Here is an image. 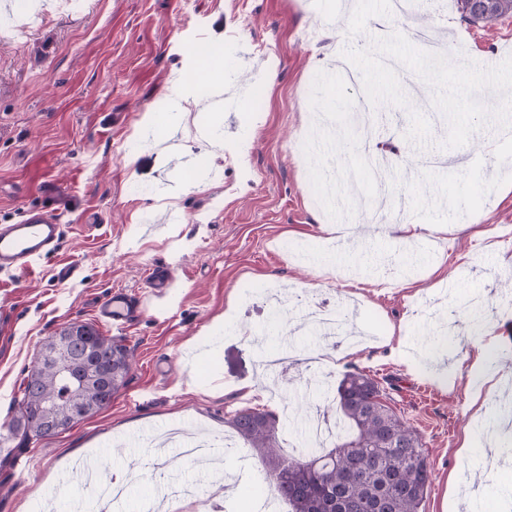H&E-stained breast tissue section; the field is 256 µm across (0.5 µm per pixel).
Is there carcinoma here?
Listing matches in <instances>:
<instances>
[{
  "label": "carcinoma",
  "mask_w": 512,
  "mask_h": 512,
  "mask_svg": "<svg viewBox=\"0 0 512 512\" xmlns=\"http://www.w3.org/2000/svg\"><path fill=\"white\" fill-rule=\"evenodd\" d=\"M463 20L489 26L512 14V8L491 10L476 18L466 0H456ZM98 369L112 378V393L127 383L133 356L121 338L94 330ZM60 352L57 337L41 349V361L25 377L18 414L7 434H0L5 464L15 448L33 438L53 436L42 422L46 412L61 420L79 408L91 417L99 411L100 388L78 392L53 368ZM379 383L362 370L347 372L331 399L348 433L331 448H319L291 459L281 453L277 434L282 425L272 412L245 408L227 420L253 449L266 470L269 490L288 505V512H421L431 485V466L416 431L389 407Z\"/></svg>",
  "instance_id": "1"
}]
</instances>
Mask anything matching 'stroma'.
Instances as JSON below:
<instances>
[{
  "label": "stroma",
  "mask_w": 512,
  "mask_h": 512,
  "mask_svg": "<svg viewBox=\"0 0 512 512\" xmlns=\"http://www.w3.org/2000/svg\"><path fill=\"white\" fill-rule=\"evenodd\" d=\"M29 28L0 41V225L37 209L58 218L57 251L31 272L0 273V426L42 344L71 321L96 323L113 291L148 298L120 338L131 378L111 405L68 432L31 440L26 475L0 469V512L31 498L79 512L74 461L96 452L104 477L138 462L122 512H148L156 494L177 512H205L214 486L186 466L159 468L157 432L174 427L232 435L238 410L299 413L308 363L322 342L292 321L270 327L252 299L270 285L288 294L351 301L364 349L334 378L359 369L386 389L420 435L432 466L423 512H470L496 503L512 462L482 471L485 451L461 454L472 367L512 359V15L462 20L456 0H431L409 17L391 0H12ZM318 24V40L295 35ZM433 26L443 64H425L412 37ZM388 26L392 68L376 71L371 32ZM224 47V107L190 109L147 125L170 103L173 73L191 78L203 52ZM361 71L376 99L374 132L401 155L380 182L339 79L315 88L337 59ZM222 140L207 147L198 127ZM414 220L417 234L386 233ZM79 267L61 283L56 270ZM169 265L162 297L146 286ZM446 350L426 354L432 336ZM224 488L250 487L271 512L246 443L224 458ZM457 476L449 489V476ZM174 278V272L169 266H154L148 279L151 293L157 297L166 294L172 288Z\"/></svg>",
  "instance_id": "obj_1"
}]
</instances>
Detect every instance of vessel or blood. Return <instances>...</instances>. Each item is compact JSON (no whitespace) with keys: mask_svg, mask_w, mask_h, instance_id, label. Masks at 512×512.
Instances as JSON below:
<instances>
[{"mask_svg":"<svg viewBox=\"0 0 512 512\" xmlns=\"http://www.w3.org/2000/svg\"><path fill=\"white\" fill-rule=\"evenodd\" d=\"M61 236V226L39 211L23 212L19 221L0 226V272H27L37 260L55 252ZM174 272L169 266L153 267L148 284L153 295L161 296L172 288ZM143 312L142 302L125 291L106 298L98 307L101 324L125 328Z\"/></svg>","mask_w":512,"mask_h":512,"instance_id":"b4317fda","label":"vessel or blood"}]
</instances>
